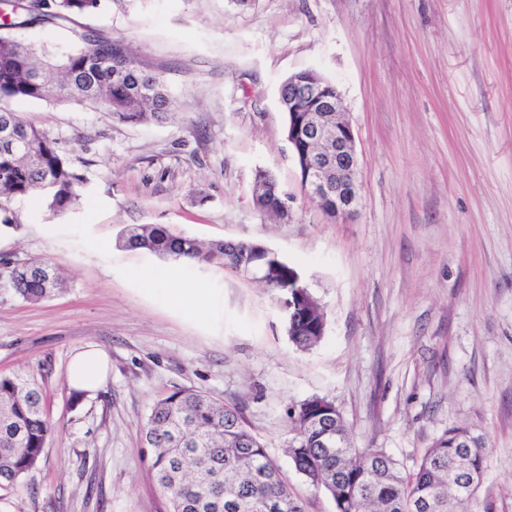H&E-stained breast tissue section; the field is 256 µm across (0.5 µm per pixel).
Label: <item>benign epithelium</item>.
<instances>
[{"label":"benign epithelium","instance_id":"benign-epithelium-1","mask_svg":"<svg viewBox=\"0 0 512 512\" xmlns=\"http://www.w3.org/2000/svg\"><path fill=\"white\" fill-rule=\"evenodd\" d=\"M288 143L307 194L334 219L352 217L359 205L354 131L337 90L312 70L288 78Z\"/></svg>","mask_w":512,"mask_h":512}]
</instances>
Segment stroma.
<instances>
[{
    "label": "stroma",
    "instance_id": "1",
    "mask_svg": "<svg viewBox=\"0 0 512 512\" xmlns=\"http://www.w3.org/2000/svg\"><path fill=\"white\" fill-rule=\"evenodd\" d=\"M80 22L162 71L177 112L131 125L67 101L11 104L85 183L65 212L16 199V224H0V264L40 260L66 279L28 302L0 277V373L34 380L54 426L0 512H168L143 425L181 387L241 407L305 512H336L285 452L288 405L316 395L352 444L408 472L448 428L482 436L472 512H512V0H112ZM308 69L356 134L347 222L307 198L284 135L279 86ZM259 168L291 194L287 218L255 207ZM134 224L265 244L322 303L324 338L297 351L277 293L223 265L124 248ZM159 268L169 279L148 284ZM88 344L111 371L76 404L68 364Z\"/></svg>",
    "mask_w": 512,
    "mask_h": 512
}]
</instances>
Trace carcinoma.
<instances>
[{
    "instance_id": "cac0c4a2",
    "label": "carcinoma",
    "mask_w": 512,
    "mask_h": 512,
    "mask_svg": "<svg viewBox=\"0 0 512 512\" xmlns=\"http://www.w3.org/2000/svg\"><path fill=\"white\" fill-rule=\"evenodd\" d=\"M112 7V0H50L35 14L28 0H0L10 17L3 27L51 25L70 34V47L53 52L17 35L0 34V127L11 122L27 152L0 148V224L16 223L7 202L43 191L48 206L63 212L80 199L84 183L58 141L7 105L10 100L56 99L105 109L128 124L160 121L175 111L158 71L143 68L121 40L77 23L83 15ZM256 207L286 217L279 183L253 194ZM124 245L174 261L219 263L280 294L288 341L309 351L325 334L323 309L309 288H298L294 267L257 243L214 241L203 246L157 225H133ZM7 282L26 301L50 297L60 285L56 270L41 261L14 263ZM293 435L287 453L296 472L328 492L336 512H458L475 499L486 459L485 440L465 427L434 439L416 468L406 473L382 448H355L332 400L313 396L287 409ZM52 424L35 382L20 373L0 375V489L8 490L37 469ZM154 450L152 469L169 512H304L267 448L247 426L235 403H218L184 388L158 398L143 427ZM468 486V496L456 486Z\"/></svg>"
}]
</instances>
